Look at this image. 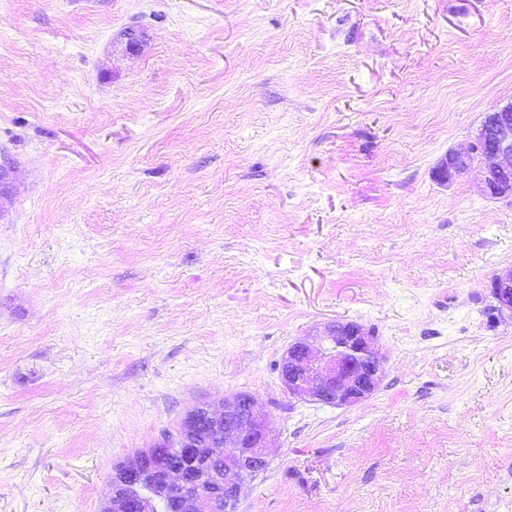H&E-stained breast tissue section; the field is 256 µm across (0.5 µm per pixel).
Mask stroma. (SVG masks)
<instances>
[{
    "instance_id": "obj_1",
    "label": "stroma",
    "mask_w": 512,
    "mask_h": 512,
    "mask_svg": "<svg viewBox=\"0 0 512 512\" xmlns=\"http://www.w3.org/2000/svg\"><path fill=\"white\" fill-rule=\"evenodd\" d=\"M510 103L512 0H0V512H100L242 391L238 512H512V196L436 174ZM334 320L379 391L289 398ZM494 309L502 322H512V265L496 273L491 280Z\"/></svg>"
}]
</instances>
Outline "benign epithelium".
I'll use <instances>...</instances> for the list:
<instances>
[{"label":"benign epithelium","instance_id":"benign-epithelium-1","mask_svg":"<svg viewBox=\"0 0 512 512\" xmlns=\"http://www.w3.org/2000/svg\"><path fill=\"white\" fill-rule=\"evenodd\" d=\"M480 156L481 180L491 197L512 196V103L486 115L474 141L463 151H451L440 161L437 176L450 181L468 173ZM498 318L512 322V266L491 280ZM385 375V358L375 337L355 322L329 324L315 342L303 338L282 356L280 379L292 399L330 406L356 405L375 394ZM207 433L197 436L199 413L189 412L171 439L184 457L179 462L164 458L143 473L139 455L121 466L122 479L102 512H157L158 503L172 502L177 512H237L246 485L269 465L270 415L259 399L248 392L224 398L220 409L201 406ZM224 459V468L209 475V492L198 493L201 461ZM150 479L151 490L143 488Z\"/></svg>","mask_w":512,"mask_h":512}]
</instances>
